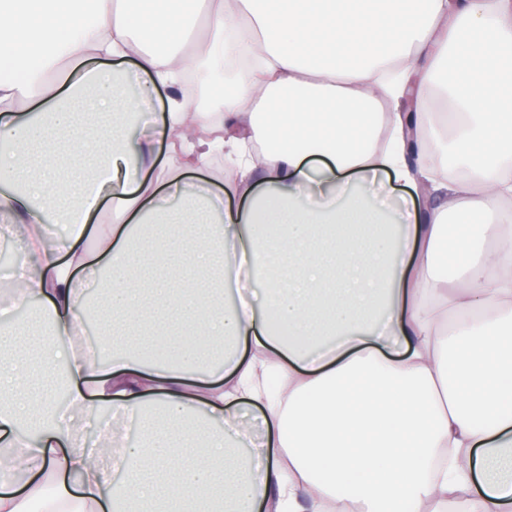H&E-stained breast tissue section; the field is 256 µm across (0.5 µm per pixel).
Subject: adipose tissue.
Listing matches in <instances>:
<instances>
[{
	"label": "adipose tissue",
	"mask_w": 512,
	"mask_h": 512,
	"mask_svg": "<svg viewBox=\"0 0 512 512\" xmlns=\"http://www.w3.org/2000/svg\"><path fill=\"white\" fill-rule=\"evenodd\" d=\"M194 0H0V219L26 262L8 285L49 324L44 376L63 374L58 408L29 360L0 370V512L69 503L72 512H512V243L471 258L455 285L435 276L449 215L482 221L512 205V99L497 73L512 58V0H205L200 54L183 48ZM235 32L250 76L212 102L210 127L178 92L198 60L220 67ZM160 44L157 52L143 43ZM458 66L456 83L439 75ZM169 89L159 129L131 148L152 92ZM446 101L439 112L435 100ZM217 172L224 203L187 171ZM390 178L411 189L396 236L388 205L366 193ZM110 221L91 225L100 203ZM206 223L184 271L153 282L178 333L125 355L119 343L75 354L97 280V310L137 321L127 285L147 227ZM64 224L65 237L49 227ZM248 261L257 302L220 307L197 274L216 251ZM463 321L446 328L448 313ZM207 340L223 372L192 347ZM181 360L164 361L169 344ZM458 352L449 362V349ZM257 409L264 461L241 459L227 432L181 456L171 428L190 416L234 424ZM141 419L114 464L87 446L100 409Z\"/></svg>",
	"instance_id": "ef3b65f1"
}]
</instances>
